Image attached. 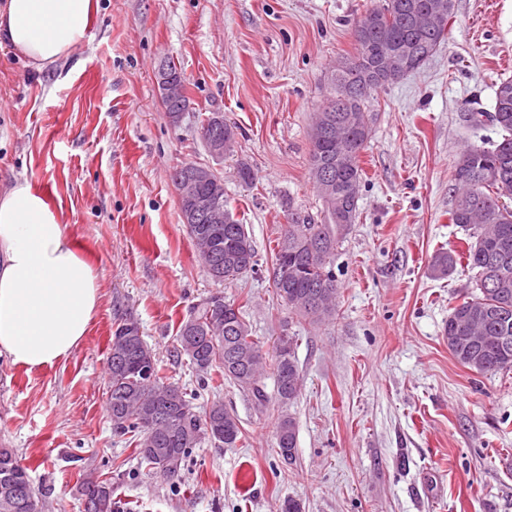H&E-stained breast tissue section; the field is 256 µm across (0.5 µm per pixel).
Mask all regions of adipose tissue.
Segmentation results:
<instances>
[{"mask_svg":"<svg viewBox=\"0 0 512 512\" xmlns=\"http://www.w3.org/2000/svg\"><path fill=\"white\" fill-rule=\"evenodd\" d=\"M92 0H0V43L43 70L85 39ZM101 301L94 267L26 180L0 187V357L27 370L67 358Z\"/></svg>","mask_w":512,"mask_h":512,"instance_id":"1","label":"adipose tissue"}]
</instances>
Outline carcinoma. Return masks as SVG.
I'll list each match as a JSON object with an SVG mask.
<instances>
[{
	"label": "carcinoma",
	"mask_w": 512,
	"mask_h": 512,
	"mask_svg": "<svg viewBox=\"0 0 512 512\" xmlns=\"http://www.w3.org/2000/svg\"><path fill=\"white\" fill-rule=\"evenodd\" d=\"M431 0H384L357 21L353 36L355 52L339 61L331 72L333 95L314 114L310 168L323 203L324 223L314 224L300 212H289L281 225L274 253L273 285L288 309L312 322L336 315L339 286L331 259L340 237L356 221L357 201L364 172L361 152L371 138L366 120L369 99L396 79L388 77L383 57L392 53L407 65V72L420 68L445 41V26L426 21L417 24L419 6ZM224 118L210 113L201 133L218 132L224 152L235 140L233 127L220 125ZM476 127L491 125L501 139L491 146L474 145L464 150L454 166L457 186L450 220L468 231L467 248L437 252L431 272L446 276L462 260L475 270L479 294L452 308L443 337L453 358L478 374L512 370V208L502 198L512 197V79L496 85L493 110L466 113ZM190 236L215 283L252 271L256 252L245 225L224 209V223L213 224L199 216L187 223ZM181 355L196 371L217 368L224 378L248 391L260 403L267 395L262 381L264 367L275 378L278 400L286 405L300 393L302 377L292 339L274 346L266 357L263 346L251 335L242 311L224 299L222 292L210 295L182 323ZM107 410L112 429L130 434L137 458L165 479L178 476L191 450L207 438L226 448L235 446L241 430L236 417L214 401L198 415L192 394L167 383L160 376L154 353L147 346L139 324L129 318L112 334L107 367ZM278 455L293 463L296 425L289 415L277 426ZM96 488L102 508L119 512L112 482L85 481L81 493ZM0 512H38V501L28 469L11 448H0Z\"/></svg>",
	"instance_id": "obj_1"
}]
</instances>
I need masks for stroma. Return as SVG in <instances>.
<instances>
[{
  "label": "stroma",
  "mask_w": 512,
  "mask_h": 512,
  "mask_svg": "<svg viewBox=\"0 0 512 512\" xmlns=\"http://www.w3.org/2000/svg\"><path fill=\"white\" fill-rule=\"evenodd\" d=\"M382 0H98L70 58L37 72L0 46V183L26 179L94 265L102 300L87 335L60 362L30 371L0 357V447L28 467L41 512H82L86 478L110 479L122 512H512V371L480 375L450 354L443 326L473 290L457 265L432 277L433 255L462 248L452 224L453 168L496 129L464 112L492 110L512 78V0H455L448 36L419 69L379 90L358 217L336 246L334 319L312 323L276 297L272 250L289 211L324 217L309 155L314 112L356 22ZM180 68L190 106L171 123L156 72ZM223 113L231 153L215 159L201 121ZM184 163L223 177L224 196L257 254L254 271L214 283L181 220L172 182ZM249 166L253 183L241 181ZM242 307L265 351L294 340L303 378L288 404L219 372L200 376L177 351L182 321L215 292ZM131 318L162 376L223 402L239 423L232 448L201 441L178 480L141 465L106 406L109 339ZM296 460L276 453L282 414Z\"/></svg>",
  "instance_id": "35a3bbf8"
}]
</instances>
